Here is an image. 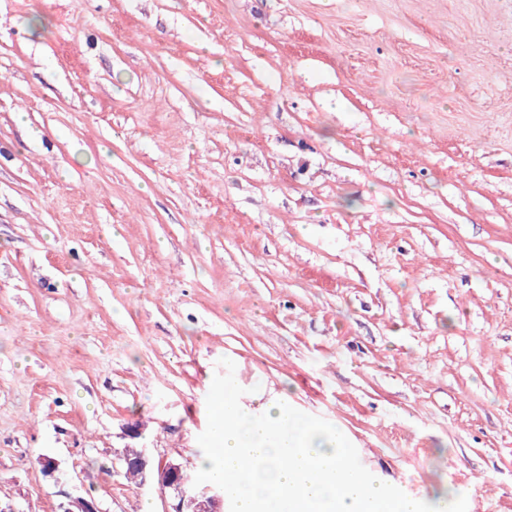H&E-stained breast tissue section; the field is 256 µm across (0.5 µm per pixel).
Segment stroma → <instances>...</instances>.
<instances>
[{
	"instance_id": "stroma-1",
	"label": "stroma",
	"mask_w": 512,
	"mask_h": 512,
	"mask_svg": "<svg viewBox=\"0 0 512 512\" xmlns=\"http://www.w3.org/2000/svg\"><path fill=\"white\" fill-rule=\"evenodd\" d=\"M224 358L512 512V0H0V499L164 512ZM138 448H127L130 455H134ZM125 450L118 453L121 472L136 486H143L146 482L155 483L161 494L169 495L170 502L164 512H223L224 491L217 486L209 484L205 487H191L194 485V476L184 470L182 481L180 479L184 464L178 459L161 458L157 461L148 453L147 449L130 457Z\"/></svg>"
}]
</instances>
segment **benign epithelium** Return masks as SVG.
<instances>
[{"label": "benign epithelium", "mask_w": 512, "mask_h": 512, "mask_svg": "<svg viewBox=\"0 0 512 512\" xmlns=\"http://www.w3.org/2000/svg\"><path fill=\"white\" fill-rule=\"evenodd\" d=\"M121 472L125 478L140 487L151 481L162 494L169 495L165 512H224V491L217 486L191 487L185 485L180 474L184 464L174 458L154 459L143 448L134 457L126 451L118 453ZM67 503L60 512H101L96 500L83 495L64 493Z\"/></svg>", "instance_id": "1"}]
</instances>
